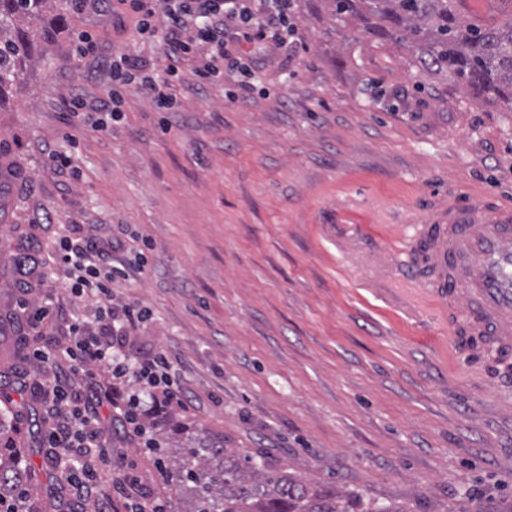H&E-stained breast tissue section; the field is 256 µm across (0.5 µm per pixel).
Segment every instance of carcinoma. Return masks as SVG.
Wrapping results in <instances>:
<instances>
[{"label": "carcinoma", "instance_id": "obj_1", "mask_svg": "<svg viewBox=\"0 0 512 512\" xmlns=\"http://www.w3.org/2000/svg\"><path fill=\"white\" fill-rule=\"evenodd\" d=\"M46 0H0V107L23 79L41 42L65 27L68 0H56V14L43 15ZM336 19L361 16L365 32L395 41L410 51L425 73L446 76L476 100L498 98L512 112V19L481 27L461 18L451 0H328ZM185 442L165 448L163 461L170 490L189 500L183 512H397L359 491L323 487L300 475L258 464L251 455L224 447L212 434H174ZM45 473L57 480L60 456L43 453ZM21 451L0 444V512H13L14 497L30 480Z\"/></svg>", "mask_w": 512, "mask_h": 512}]
</instances>
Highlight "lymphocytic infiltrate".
Here are the masks:
<instances>
[{
	"instance_id": "lymphocytic-infiltrate-1",
	"label": "lymphocytic infiltrate",
	"mask_w": 512,
	"mask_h": 512,
	"mask_svg": "<svg viewBox=\"0 0 512 512\" xmlns=\"http://www.w3.org/2000/svg\"><path fill=\"white\" fill-rule=\"evenodd\" d=\"M140 13L139 34H160L170 64L165 78L141 75L139 64L123 57L109 60L113 81L139 82L158 111L170 112L174 102L167 94L169 78L178 76V64L192 57L196 41L212 43L210 60L198 65L201 75L235 74L239 88H246L254 63L241 44L255 41L281 46L282 36L293 33L292 0H117ZM56 259L69 280L71 297L95 305L90 319H77L68 327V339L55 353L37 349L28 357L37 375L51 369L67 370L72 382L54 385L52 403L58 420L48 435L53 448H72L78 455L69 483L76 497L95 501L98 512H107L102 470L112 454V440L97 416L82 407L75 376L98 377L104 396L127 435L146 437L144 416L158 407H183L184 398L170 374L167 354L157 350L138 358L128 351V333L140 323L143 312L136 306L115 307L112 294V249L71 225L55 250Z\"/></svg>"
}]
</instances>
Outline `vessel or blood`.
Masks as SVG:
<instances>
[{"instance_id":"b4317fda","label":"vessel or blood","mask_w":512,"mask_h":512,"mask_svg":"<svg viewBox=\"0 0 512 512\" xmlns=\"http://www.w3.org/2000/svg\"><path fill=\"white\" fill-rule=\"evenodd\" d=\"M474 18L488 22L511 7L507 0H460ZM434 231L428 261L440 275H452L449 304L469 305L448 331L470 352L507 358L512 354V206L479 211L449 199L431 215Z\"/></svg>"}]
</instances>
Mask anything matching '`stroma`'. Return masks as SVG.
Masks as SVG:
<instances>
[{
    "instance_id": "35a3bbf8",
    "label": "stroma",
    "mask_w": 512,
    "mask_h": 512,
    "mask_svg": "<svg viewBox=\"0 0 512 512\" xmlns=\"http://www.w3.org/2000/svg\"><path fill=\"white\" fill-rule=\"evenodd\" d=\"M294 12L292 44H249L237 99L188 67L174 111L134 82L100 128L68 104L111 93L104 61L132 55L156 76L166 60L131 9L71 0L0 110V414L42 466L47 402L16 375L27 347L60 337L18 319L14 259L95 224L129 273L118 296L147 310L138 346L166 350L192 400L180 422L405 512H512V376L449 343L419 253L442 198L512 205V112L420 73L327 0ZM48 148L70 165L50 168ZM110 434L112 468L177 512L156 456L120 421Z\"/></svg>"
}]
</instances>
